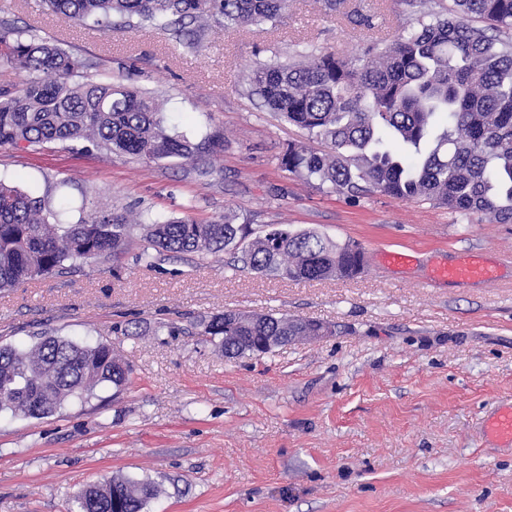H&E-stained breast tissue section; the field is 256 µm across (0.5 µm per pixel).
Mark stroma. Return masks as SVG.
<instances>
[{
  "label": "stroma",
  "mask_w": 512,
  "mask_h": 512,
  "mask_svg": "<svg viewBox=\"0 0 512 512\" xmlns=\"http://www.w3.org/2000/svg\"><path fill=\"white\" fill-rule=\"evenodd\" d=\"M0 22L154 92L179 130L224 138L194 164L72 143L0 147L1 178L54 202L67 194L78 217L124 210L137 237L146 213L231 212L365 253L350 280L236 271L225 252L150 265L131 252L0 290V345L28 349L47 332L110 344L131 366L122 389L97 387L52 415L0 413V512H71L75 492L113 476L158 486L143 512H512V445L483 431L512 402V224L380 194L353 201L280 168L300 132L246 89L255 66L299 47L358 56L365 28L317 0H290L275 30L210 27L192 48L167 31L105 32L43 0H0ZM384 249L413 260L383 266ZM471 253L494 282L428 286L433 265ZM227 310L332 332L230 359L197 327Z\"/></svg>",
  "instance_id": "stroma-1"
}]
</instances>
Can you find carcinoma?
<instances>
[{"label": "carcinoma", "instance_id": "carcinoma-1", "mask_svg": "<svg viewBox=\"0 0 512 512\" xmlns=\"http://www.w3.org/2000/svg\"><path fill=\"white\" fill-rule=\"evenodd\" d=\"M52 10L105 30L119 23L177 36L211 24L226 29L283 23L287 0H48ZM408 16L393 40L373 31L369 17L345 11L346 0H322L328 12L367 30L355 58L298 52L261 63L248 92L302 131L279 155V165L356 200L380 193L429 201L459 215L485 214L512 224V0H396ZM0 63L22 73L0 87V147L85 142L99 151L147 161H194L212 135L171 128L154 93L118 79L98 78L59 44L0 24ZM61 197L52 207L0 179V289L59 274L75 260L120 259L139 250L155 255L220 251L233 268L295 280L352 279L364 269L355 241L315 230L270 224L262 234L236 216L153 221L141 240L117 211L77 221ZM203 336H221L229 358L254 354L264 336L288 343L316 332L306 318L267 314L234 329L224 315L202 323ZM233 336H247L236 343ZM129 366L99 343L40 334L29 350L0 346V411L28 417L54 414L99 385L119 390ZM115 489L90 485L74 495L77 512H142L156 493L150 483L114 477Z\"/></svg>", "mask_w": 512, "mask_h": 512}]
</instances>
